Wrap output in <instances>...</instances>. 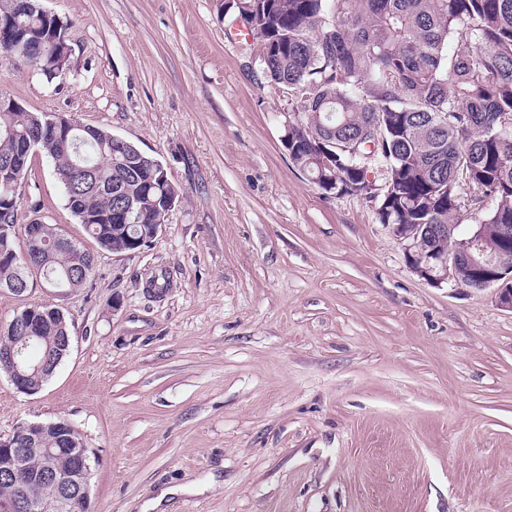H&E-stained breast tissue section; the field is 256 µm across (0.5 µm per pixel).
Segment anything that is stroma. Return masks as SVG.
Instances as JSON below:
<instances>
[{
    "label": "stroma",
    "mask_w": 512,
    "mask_h": 512,
    "mask_svg": "<svg viewBox=\"0 0 512 512\" xmlns=\"http://www.w3.org/2000/svg\"><path fill=\"white\" fill-rule=\"evenodd\" d=\"M65 73L0 50V91L108 129L179 188L162 232L101 249L33 154L19 223L94 256L88 287L0 288V334L60 307L72 346L35 394L0 373V435L65 419L89 512H512V311L410 269L374 201L294 166L297 110L219 0H41ZM164 284L163 296L146 290Z\"/></svg>",
    "instance_id": "stroma-1"
}]
</instances>
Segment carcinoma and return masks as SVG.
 <instances>
[{
  "label": "carcinoma",
  "mask_w": 512,
  "mask_h": 512,
  "mask_svg": "<svg viewBox=\"0 0 512 512\" xmlns=\"http://www.w3.org/2000/svg\"><path fill=\"white\" fill-rule=\"evenodd\" d=\"M22 0H0L28 30L36 14L15 11ZM229 11L261 39L265 77L296 93L297 119L288 126L289 156L331 194H355L366 174L380 169L384 187L369 195L383 224H406L417 249L448 251L457 239L455 219L471 191L475 223L484 244L512 257V0H232ZM39 138L56 177L76 167H99L120 196L110 198L75 185L65 195L79 218L101 217L133 199L143 224H152L163 199L178 198L169 182L148 188L142 168L155 157L135 144L103 135L57 141L39 129L31 112H0V161ZM350 141L356 154L336 152L323 164L315 141ZM137 157L136 169L129 159ZM87 235L108 251H132L136 226L90 222ZM50 280L76 290L92 278L94 256L82 246L63 249L49 241L40 255ZM26 260L0 264V285L20 282ZM58 321L43 325L25 350L35 364L57 358ZM42 458L0 476V506L26 488Z\"/></svg>",
  "instance_id": "1"
}]
</instances>
